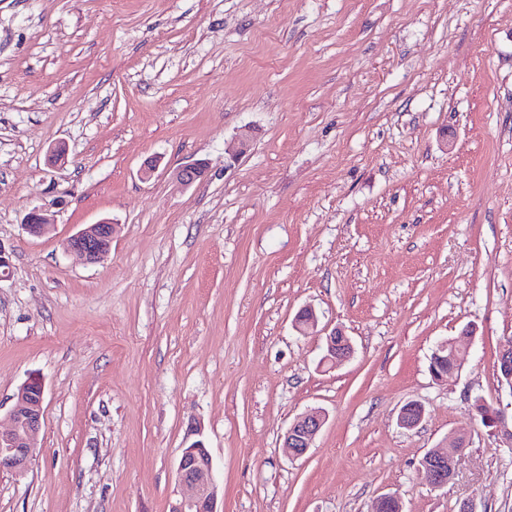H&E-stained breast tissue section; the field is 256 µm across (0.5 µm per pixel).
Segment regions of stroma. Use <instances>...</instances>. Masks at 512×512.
Listing matches in <instances>:
<instances>
[{
    "mask_svg": "<svg viewBox=\"0 0 512 512\" xmlns=\"http://www.w3.org/2000/svg\"><path fill=\"white\" fill-rule=\"evenodd\" d=\"M103 219L106 261L65 251ZM0 250V426L29 376L45 389L0 512H169L194 422L224 512H512V447L475 408L512 414V0H0ZM336 327L355 352L333 365ZM451 434L453 479L422 484ZM209 168L206 162L196 161L182 166L174 173V179L183 188H189L201 182L208 176ZM476 335L475 329L473 327H467L461 332V337L457 339H451V340H443L439 342L434 349V352L432 353V357L429 360V365L433 366L434 370L432 372V376L436 380H445L448 381V376H453L455 374H458L461 370V365L458 362H455V354L457 358L459 359L460 355V349H457L456 352L452 350L451 347H448V345H453L455 347H459L460 345L464 344L465 341L470 340L473 336ZM448 361V368H450L453 364L454 366L450 370H439L438 368L441 367L445 361ZM431 362V364H430ZM326 420L323 411H311L292 423L283 436L282 447L292 459H299L312 448Z\"/></svg>",
    "mask_w": 512,
    "mask_h": 512,
    "instance_id": "1",
    "label": "stroma"
}]
</instances>
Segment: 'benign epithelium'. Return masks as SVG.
I'll return each instance as SVG.
<instances>
[{
	"instance_id": "obj_1",
	"label": "benign epithelium",
	"mask_w": 512,
	"mask_h": 512,
	"mask_svg": "<svg viewBox=\"0 0 512 512\" xmlns=\"http://www.w3.org/2000/svg\"><path fill=\"white\" fill-rule=\"evenodd\" d=\"M207 163L196 161L181 167L174 173L176 182L189 188L208 176ZM25 229L32 235L45 234L51 227L49 216L39 210L30 211L24 221ZM115 225L108 219L88 224L70 236L65 243L68 251L79 254L90 264L106 260L112 248V235ZM476 335L475 329L468 327L461 337L439 342L430 358L433 366L432 376L436 380H448V377L460 372V363L451 369L441 366L448 360V346L458 347ZM326 354L324 360L337 364L352 356L354 347L351 339L341 330L333 329L325 336ZM44 384L37 376H31L19 388L10 412L11 425L0 431V471L19 474L24 472L34 456L39 452L36 436L43 418ZM424 414L423 407L414 402L406 404L399 413L398 423L403 428L417 426ZM326 420L324 412L311 411L292 423L283 436L282 448L289 457L299 459L312 448L314 441ZM488 425L492 432L501 436L504 443L512 447V425L508 423L505 412L497 410L490 414ZM201 428L190 426L187 437L190 444L182 451L177 465L178 484L190 489L170 505V512H220L218 510L219 488L214 476L212 456L203 440L199 439ZM465 445L459 436L448 437V448L429 451L419 462L418 471L433 488H443L453 478L456 465V449Z\"/></svg>"
}]
</instances>
